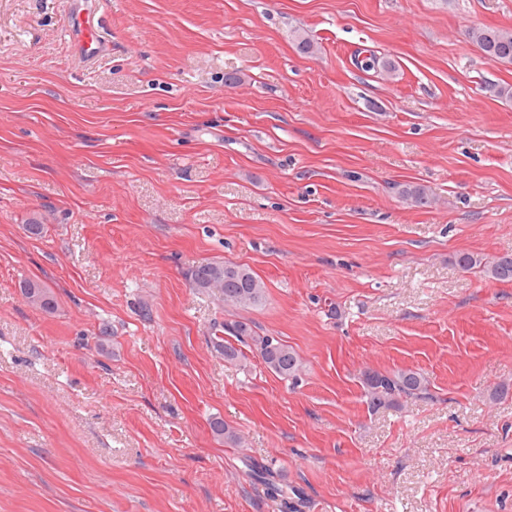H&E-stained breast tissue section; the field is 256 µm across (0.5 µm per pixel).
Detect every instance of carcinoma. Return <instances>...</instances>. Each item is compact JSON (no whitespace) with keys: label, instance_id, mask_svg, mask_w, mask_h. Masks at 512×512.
I'll list each match as a JSON object with an SVG mask.
<instances>
[{"label":"carcinoma","instance_id":"carcinoma-1","mask_svg":"<svg viewBox=\"0 0 512 512\" xmlns=\"http://www.w3.org/2000/svg\"><path fill=\"white\" fill-rule=\"evenodd\" d=\"M485 56L500 63H512V30L479 28L470 32ZM452 261L461 269L480 270L485 277L499 281H512V254H504L487 264L470 253H457ZM192 285L201 292L211 293L224 306L245 310L262 305L266 300L265 282L247 265L230 261H206L190 274ZM25 302L43 312L57 308L53 291L41 282L27 280L21 285ZM220 331L227 332L240 343L251 342L265 367L282 379L296 380L302 371L297 353L277 336H256L249 323L235 320L220 324ZM365 397L373 408L394 406L403 398H424L428 395L429 382L417 369L405 368L392 371H367L363 375Z\"/></svg>","mask_w":512,"mask_h":512}]
</instances>
